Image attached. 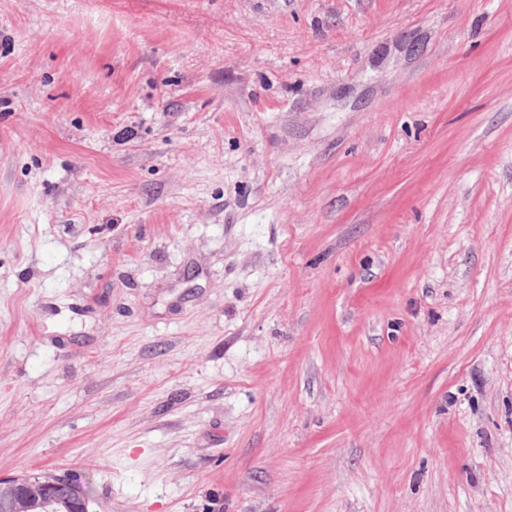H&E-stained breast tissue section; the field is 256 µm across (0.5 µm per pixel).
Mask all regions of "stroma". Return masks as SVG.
Segmentation results:
<instances>
[{
	"mask_svg": "<svg viewBox=\"0 0 512 512\" xmlns=\"http://www.w3.org/2000/svg\"><path fill=\"white\" fill-rule=\"evenodd\" d=\"M91 512H512V0H0V477Z\"/></svg>",
	"mask_w": 512,
	"mask_h": 512,
	"instance_id": "obj_1",
	"label": "stroma"
}]
</instances>
